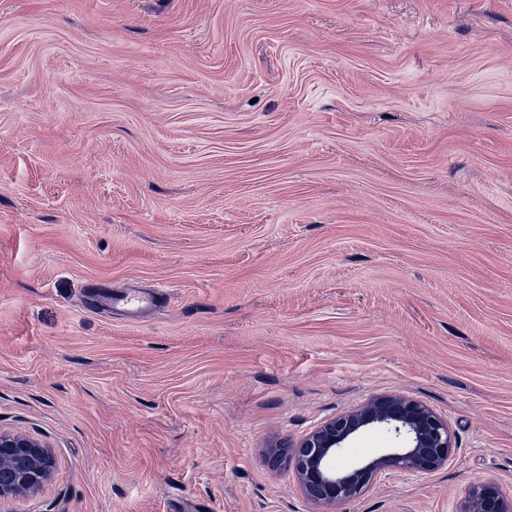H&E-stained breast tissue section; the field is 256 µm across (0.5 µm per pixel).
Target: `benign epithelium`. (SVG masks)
<instances>
[{"instance_id":"benign-epithelium-1","label":"benign epithelium","mask_w":512,"mask_h":512,"mask_svg":"<svg viewBox=\"0 0 512 512\" xmlns=\"http://www.w3.org/2000/svg\"><path fill=\"white\" fill-rule=\"evenodd\" d=\"M379 425L394 435L396 446L370 460L338 468V456L363 428ZM453 438L448 421L434 409L403 394L373 396L358 407L325 420L288 453L303 496L323 508L337 510L378 481L395 474L422 477L448 464ZM54 462L47 446L26 435L0 431V502L33 495L53 478ZM456 512H512L494 482L478 483L465 492Z\"/></svg>"}]
</instances>
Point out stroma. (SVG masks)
Wrapping results in <instances>:
<instances>
[{
	"mask_svg": "<svg viewBox=\"0 0 512 512\" xmlns=\"http://www.w3.org/2000/svg\"><path fill=\"white\" fill-rule=\"evenodd\" d=\"M395 393L452 457L342 512L512 497V0H0V512H314L269 447ZM158 299V294L153 291L114 290L110 301L112 311L122 313L129 320H135L145 309L155 306ZM53 466L44 444L23 434L0 431V504L42 491L52 481ZM512 500L507 499L494 482L478 483L465 492L456 512H511Z\"/></svg>",
	"mask_w": 512,
	"mask_h": 512,
	"instance_id": "obj_1",
	"label": "stroma"
}]
</instances>
